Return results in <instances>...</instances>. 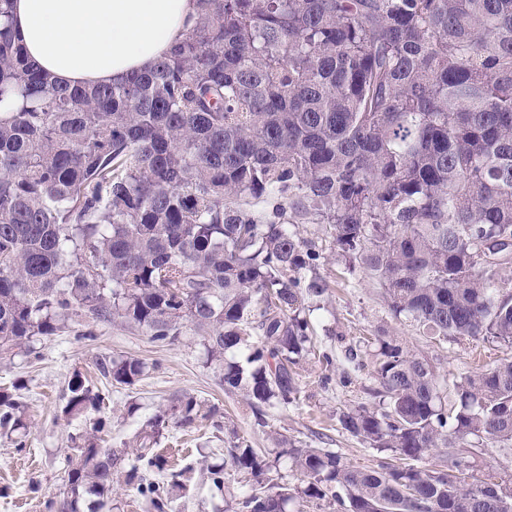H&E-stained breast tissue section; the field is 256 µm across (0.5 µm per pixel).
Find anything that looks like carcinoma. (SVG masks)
<instances>
[{
	"instance_id": "obj_1",
	"label": "carcinoma",
	"mask_w": 512,
	"mask_h": 512,
	"mask_svg": "<svg viewBox=\"0 0 512 512\" xmlns=\"http://www.w3.org/2000/svg\"><path fill=\"white\" fill-rule=\"evenodd\" d=\"M191 29L148 72L69 88L29 62L0 0V360L40 357L51 336L118 322L157 347L189 330L224 392L256 424L298 393L309 354L306 300L328 294L325 252L298 226L325 225L384 290L396 318L443 343L512 346V0H196ZM377 405L339 423L400 461L356 468L324 448H290L298 489L235 436L221 462L170 465L173 428L225 426L218 404L169 398L112 448L103 393L79 371L61 418L80 420L47 512H113L117 487L145 512H174L197 485L230 512H512V479L482 475L469 440L512 445V359L453 383L377 336ZM131 389L158 364L101 355ZM22 386L0 387V432L27 427ZM444 449L437 462L433 451ZM250 475L245 490L232 486Z\"/></svg>"
}]
</instances>
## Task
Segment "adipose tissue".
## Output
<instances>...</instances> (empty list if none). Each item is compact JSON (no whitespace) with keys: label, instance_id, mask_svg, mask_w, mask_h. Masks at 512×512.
Returning a JSON list of instances; mask_svg holds the SVG:
<instances>
[{"label":"adipose tissue","instance_id":"obj_1","mask_svg":"<svg viewBox=\"0 0 512 512\" xmlns=\"http://www.w3.org/2000/svg\"><path fill=\"white\" fill-rule=\"evenodd\" d=\"M196 16V0H14L31 62L64 85L110 84L145 72Z\"/></svg>","mask_w":512,"mask_h":512}]
</instances>
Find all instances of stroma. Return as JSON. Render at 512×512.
Here are the masks:
<instances>
[{
  "instance_id": "35a3bbf8",
  "label": "stroma",
  "mask_w": 512,
  "mask_h": 512,
  "mask_svg": "<svg viewBox=\"0 0 512 512\" xmlns=\"http://www.w3.org/2000/svg\"><path fill=\"white\" fill-rule=\"evenodd\" d=\"M319 272L329 281L330 291L324 309L314 313V352L296 369V401L269 410L264 428L256 425L243 394L225 393L214 370L204 363L197 336L187 335L174 345L158 348L140 331L105 324L90 339L62 335L45 340L40 358L0 362V387L24 385L30 419L26 452H16L12 436L0 433V512H44V500L62 492L61 466L75 427L58 413L66 381L76 371L108 394L102 409L109 421L104 439L112 444L131 436L159 404L187 391L218 403L228 415V428L218 432L203 422L170 431L161 450L172 463L182 465L204 455L222 454L237 434L248 439L258 453L272 457L277 449L270 434L275 431L293 447L325 448L351 465L367 468L383 460V452L343 432L337 422L341 410L372 400V352L362 344V337L386 330L416 354L431 359L450 380L512 354V349L469 338L431 343L412 322L392 315L382 288L362 271H348L339 259L321 265ZM351 347L357 349L364 369L354 370L347 360L345 353ZM102 353L139 357L158 362L159 367L133 389H112L94 368L95 358ZM328 355L333 358L329 365L324 362ZM345 371L351 374L347 385L340 382ZM133 403L138 409L131 414L127 408Z\"/></svg>"
}]
</instances>
